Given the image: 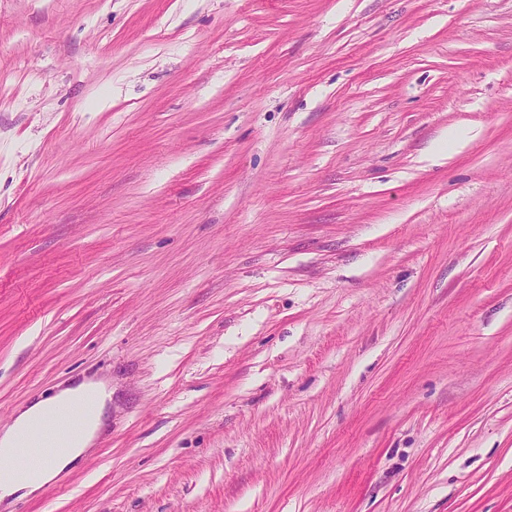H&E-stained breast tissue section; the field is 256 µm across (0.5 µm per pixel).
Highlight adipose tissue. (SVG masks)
I'll list each match as a JSON object with an SVG mask.
<instances>
[{
    "instance_id": "1",
    "label": "adipose tissue",
    "mask_w": 512,
    "mask_h": 512,
    "mask_svg": "<svg viewBox=\"0 0 512 512\" xmlns=\"http://www.w3.org/2000/svg\"><path fill=\"white\" fill-rule=\"evenodd\" d=\"M83 401L88 404L84 426L70 440L67 451L39 469H25L17 454L21 443L49 432L57 412ZM111 401L109 383L84 379L19 410L13 422L0 430V502L34 494L80 459L102 430Z\"/></svg>"
}]
</instances>
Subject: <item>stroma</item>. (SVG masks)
<instances>
[{
  "mask_svg": "<svg viewBox=\"0 0 512 512\" xmlns=\"http://www.w3.org/2000/svg\"><path fill=\"white\" fill-rule=\"evenodd\" d=\"M10 512H512V0H0ZM85 400L90 403V408L85 410L84 426L79 434L77 426L67 416L57 426L66 435L74 436L67 445L69 449L37 470L23 469L24 463L17 455L21 443L49 432L57 412ZM111 402L112 386L109 383L82 379L19 410L13 422L0 431V502L34 494L80 459L104 427Z\"/></svg>",
  "mask_w": 512,
  "mask_h": 512,
  "instance_id": "1",
  "label": "stroma"
}]
</instances>
